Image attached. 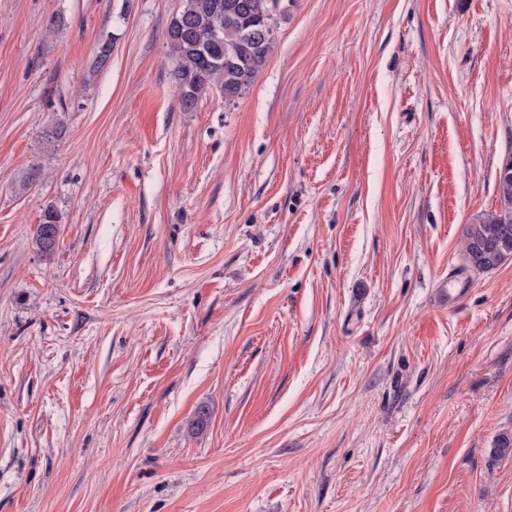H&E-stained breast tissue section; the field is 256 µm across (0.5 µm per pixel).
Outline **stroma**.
Masks as SVG:
<instances>
[{"label": "stroma", "mask_w": 512, "mask_h": 512, "mask_svg": "<svg viewBox=\"0 0 512 512\" xmlns=\"http://www.w3.org/2000/svg\"><path fill=\"white\" fill-rule=\"evenodd\" d=\"M179 6L0 0V512H512V0H294L192 112ZM498 211L478 215L463 229V258L472 271L485 272L512 259V197ZM60 217L51 207L44 210L33 236L35 248L43 255H52L58 244V228Z\"/></svg>", "instance_id": "stroma-1"}]
</instances>
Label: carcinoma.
<instances>
[{"instance_id": "obj_1", "label": "carcinoma", "mask_w": 512, "mask_h": 512, "mask_svg": "<svg viewBox=\"0 0 512 512\" xmlns=\"http://www.w3.org/2000/svg\"><path fill=\"white\" fill-rule=\"evenodd\" d=\"M268 11L269 0H181L166 37L182 111H195L209 84L220 87L228 103L251 87L273 48L274 35L260 34ZM59 223L53 208L44 210L33 236L44 256L56 250ZM462 243L464 261L473 271H489L512 259V197L465 225Z\"/></svg>"}]
</instances>
